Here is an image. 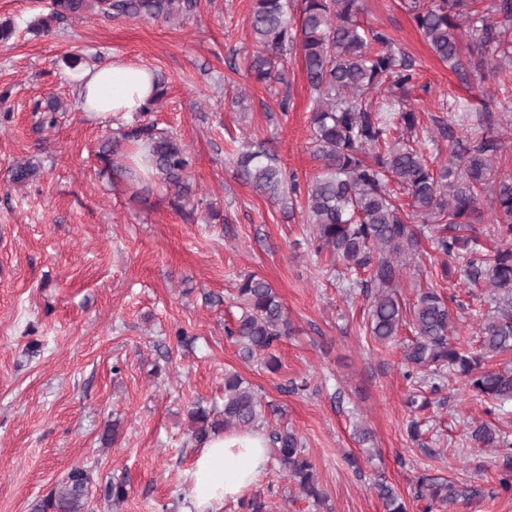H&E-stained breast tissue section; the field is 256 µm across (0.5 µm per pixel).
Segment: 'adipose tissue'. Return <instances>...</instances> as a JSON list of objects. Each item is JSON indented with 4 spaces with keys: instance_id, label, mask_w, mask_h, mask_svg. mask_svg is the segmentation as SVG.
<instances>
[{
    "instance_id": "1",
    "label": "adipose tissue",
    "mask_w": 512,
    "mask_h": 512,
    "mask_svg": "<svg viewBox=\"0 0 512 512\" xmlns=\"http://www.w3.org/2000/svg\"><path fill=\"white\" fill-rule=\"evenodd\" d=\"M73 78L82 111L104 119L140 111L156 91L150 69L120 61L79 69ZM268 462L262 431L213 436L195 456L186 512H222L262 479Z\"/></svg>"
}]
</instances>
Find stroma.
<instances>
[{
    "instance_id": "1",
    "label": "stroma",
    "mask_w": 512,
    "mask_h": 512,
    "mask_svg": "<svg viewBox=\"0 0 512 512\" xmlns=\"http://www.w3.org/2000/svg\"><path fill=\"white\" fill-rule=\"evenodd\" d=\"M404 2L362 0L361 18L415 59L408 102L431 156L446 163L465 137L461 120L482 121L499 138L490 154L496 175L512 178V109H503L512 93L502 91L501 73L480 67L474 49H464L460 70L441 62ZM49 8L50 0H0V24L14 27L0 42V512H33L75 466L92 475L88 512H185L197 453L187 410L222 407L228 372L262 397L271 426L300 436L327 499L317 507L299 496L273 458L254 488L271 512H383L371 489L381 478L420 512L410 495L423 473L477 489L456 512H512V497L494 494L512 452V405L488 412L448 371L426 408H409L403 345L411 332L374 340L368 299L315 253L300 204L270 202L238 180L233 157L250 143H269L299 181L318 167L300 58L289 56L281 83H258L246 70L256 50L252 0H199L194 14L170 22L89 12L34 31ZM70 54L86 67L146 66L165 94L147 113L82 112ZM52 98L62 107L45 113ZM147 123L187 146L192 206L176 209L172 190L141 171L135 181L150 191L135 194L103 161L108 141ZM27 161L36 176L11 182L12 165ZM441 261L423 235L417 267L400 279L405 305ZM451 268L442 288L455 336L478 342L491 291L468 279L465 259ZM248 273L275 288L291 323L273 350L274 373L244 359L224 333L241 314L236 288ZM181 331L191 344H178ZM302 381L307 389L293 391ZM482 424L499 429L503 447L472 441ZM116 482L128 491L117 506L106 497Z\"/></svg>"
}]
</instances>
